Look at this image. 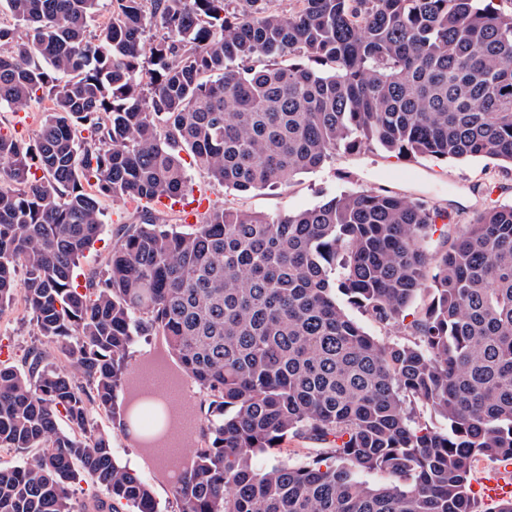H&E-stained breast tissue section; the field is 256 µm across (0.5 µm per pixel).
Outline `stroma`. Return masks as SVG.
<instances>
[{"instance_id": "obj_1", "label": "stroma", "mask_w": 512, "mask_h": 512, "mask_svg": "<svg viewBox=\"0 0 512 512\" xmlns=\"http://www.w3.org/2000/svg\"><path fill=\"white\" fill-rule=\"evenodd\" d=\"M191 192L206 194L210 203L261 213L270 217L305 209L342 191L385 188L415 200L445 209L458 225L473 223L490 201L512 203V164L492 158H462L431 161L422 157L397 159L378 150H365L353 155L337 154L324 168L292 178L290 184L239 194L210 182L195 166H188ZM103 228L99 241L80 260L82 271L104 265L118 243L120 229L139 221L134 203L108 200L103 204ZM38 347L47 358L62 361L56 342L41 339L22 301L0 315V353L9 356L11 364L22 365L28 350ZM99 429L112 437L117 460L134 470L148 482L161 507H171V486L138 448L133 436L113 426L110 418L94 415Z\"/></svg>"}]
</instances>
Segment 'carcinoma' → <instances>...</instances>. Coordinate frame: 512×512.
I'll use <instances>...</instances> for the list:
<instances>
[{
    "mask_svg": "<svg viewBox=\"0 0 512 512\" xmlns=\"http://www.w3.org/2000/svg\"><path fill=\"white\" fill-rule=\"evenodd\" d=\"M99 2L0 0V108L51 102L35 140L0 132V314L21 299L67 361H0V448L25 454L0 468V512H74L81 482L104 492L92 512H161L94 408L150 452L200 426L190 463L161 458L171 512H512L473 490L479 460L512 463V204L460 227L400 193L344 191L274 218L209 206L185 230L143 208L84 288L74 276L102 201L176 199L187 157L238 193L338 151L512 164V12L112 0L92 30ZM343 296L401 335L367 333ZM152 334L204 414L132 367ZM290 435L317 444L309 462L254 466Z\"/></svg>",
    "mask_w": 512,
    "mask_h": 512,
    "instance_id": "carcinoma-1",
    "label": "carcinoma"
}]
</instances>
